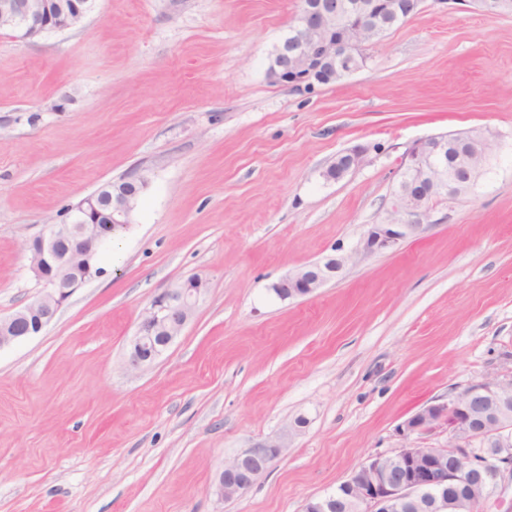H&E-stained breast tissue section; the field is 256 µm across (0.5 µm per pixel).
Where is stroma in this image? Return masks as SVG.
<instances>
[{"label":"stroma","instance_id":"stroma-1","mask_svg":"<svg viewBox=\"0 0 512 512\" xmlns=\"http://www.w3.org/2000/svg\"><path fill=\"white\" fill-rule=\"evenodd\" d=\"M301 8L95 0L64 31L0 30V314L39 291L26 241L147 180L102 274L0 349V512H302L423 406L512 373V15L423 0L308 91L267 75ZM474 128L497 145L469 195L315 295H274L380 222L410 146ZM359 145L363 165L326 179ZM192 276L207 292L181 335L129 368L153 297ZM275 437L281 455L219 499L224 463Z\"/></svg>","mask_w":512,"mask_h":512}]
</instances>
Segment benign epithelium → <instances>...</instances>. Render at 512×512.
<instances>
[{"label": "benign epithelium", "mask_w": 512, "mask_h": 512, "mask_svg": "<svg viewBox=\"0 0 512 512\" xmlns=\"http://www.w3.org/2000/svg\"><path fill=\"white\" fill-rule=\"evenodd\" d=\"M93 0H0V28L20 39L47 31L67 30L92 9ZM479 11L496 15L506 0H474ZM422 0H377L358 18L341 26L337 18L350 11L338 0H303L291 26L294 39L282 50V61L271 72L276 83L312 90L336 76L341 64L363 55L392 19L416 14ZM450 136L436 135L414 143L405 153L393 204L377 224L367 225L357 247L307 264L281 277L272 288L281 300L309 297L344 272L354 259L392 250L420 235L423 217L433 201L451 197L457 182L448 173L445 153ZM368 148L344 152L347 166L336 169L341 180L364 162ZM425 182L433 195L416 197L403 185ZM133 206L119 197L105 200L99 193L73 208L71 222L52 224L48 235L26 244L30 271L41 286L37 298L20 311L0 316V349L32 337L56 317L68 298L89 280L90 261L101 246V221L129 224ZM207 291L206 282L192 277L156 295L129 343L128 365L139 369L153 363L181 334ZM512 375L469 386L447 401L427 404L402 425L404 437L447 426L448 445L419 448L407 442L389 456L359 464L343 482L355 512H479L487 499L500 503L512 485ZM286 447L269 440L243 450L217 475L215 493L230 500L248 488ZM333 493L306 502L303 512H333Z\"/></svg>", "instance_id": "benign-epithelium-1"}]
</instances>
